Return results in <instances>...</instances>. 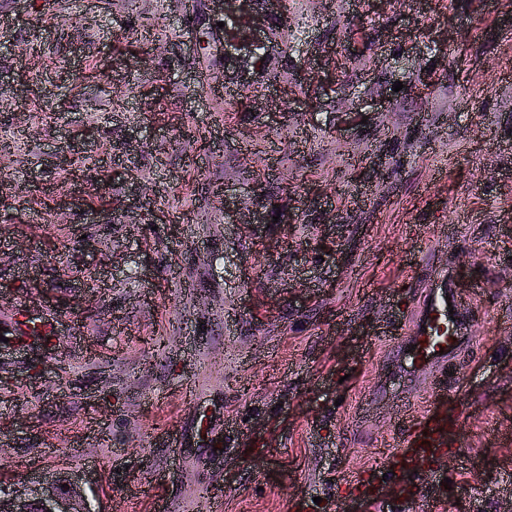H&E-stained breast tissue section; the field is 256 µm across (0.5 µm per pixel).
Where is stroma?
Instances as JSON below:
<instances>
[{
    "label": "stroma",
    "mask_w": 512,
    "mask_h": 512,
    "mask_svg": "<svg viewBox=\"0 0 512 512\" xmlns=\"http://www.w3.org/2000/svg\"><path fill=\"white\" fill-rule=\"evenodd\" d=\"M0 0V484L98 512H378L393 337L446 275L472 348L433 512L512 497V0ZM79 37H72L74 25ZM402 82L393 91L394 82ZM221 501H214V491ZM63 478L65 479V488H61L60 479L54 485L55 491L59 493L52 490V482H49L48 479L39 481L37 488L22 489V494L19 497L14 495L1 496L9 494L6 490L14 492L18 489L14 486L12 488V486L0 485V508L4 512H40L39 503L30 500L36 499L41 502L43 512H48V510H51V512H92L93 509L86 495V482H83L82 478L79 479L66 474L63 475ZM27 501L29 502L26 504L27 511H25L24 503Z\"/></svg>",
    "instance_id": "1"
}]
</instances>
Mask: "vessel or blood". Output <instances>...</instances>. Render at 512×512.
Listing matches in <instances>:
<instances>
[{"label": "vessel or blood", "instance_id": "vessel-or-blood-1", "mask_svg": "<svg viewBox=\"0 0 512 512\" xmlns=\"http://www.w3.org/2000/svg\"><path fill=\"white\" fill-rule=\"evenodd\" d=\"M473 340L466 306L450 284L429 289L409 328L411 347L406 350L410 390L403 398V420L394 448L397 468L422 472L441 454L458 428L456 418L437 405L419 407L421 396H437L443 387L437 376L449 361L457 359Z\"/></svg>", "mask_w": 512, "mask_h": 512}]
</instances>
